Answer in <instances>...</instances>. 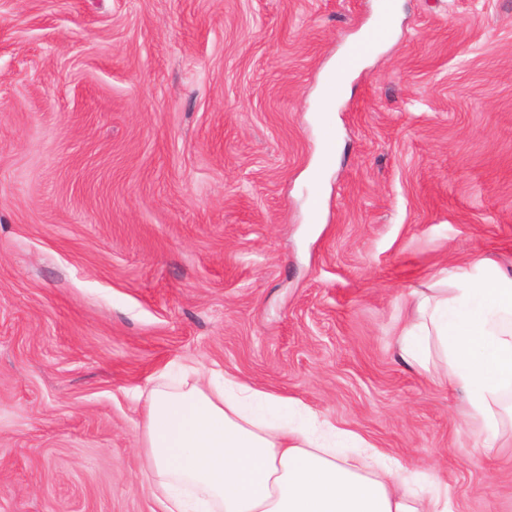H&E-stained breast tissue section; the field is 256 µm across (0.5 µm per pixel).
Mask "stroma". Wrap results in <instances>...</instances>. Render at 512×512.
Listing matches in <instances>:
<instances>
[{
	"mask_svg": "<svg viewBox=\"0 0 512 512\" xmlns=\"http://www.w3.org/2000/svg\"><path fill=\"white\" fill-rule=\"evenodd\" d=\"M0 0V512H159L145 396L206 367L302 401L453 512L512 447L397 331L438 271H512V0Z\"/></svg>",
	"mask_w": 512,
	"mask_h": 512,
	"instance_id": "1",
	"label": "stroma"
}]
</instances>
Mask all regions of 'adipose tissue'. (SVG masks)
<instances>
[{
    "instance_id": "adipose-tissue-1",
    "label": "adipose tissue",
    "mask_w": 512,
    "mask_h": 512,
    "mask_svg": "<svg viewBox=\"0 0 512 512\" xmlns=\"http://www.w3.org/2000/svg\"><path fill=\"white\" fill-rule=\"evenodd\" d=\"M401 358L464 396L486 451L505 447L512 405V272L480 258L416 295ZM338 456L336 426L252 384L195 375L149 394L145 457L161 512H452L448 485L412 472L363 438Z\"/></svg>"
}]
</instances>
